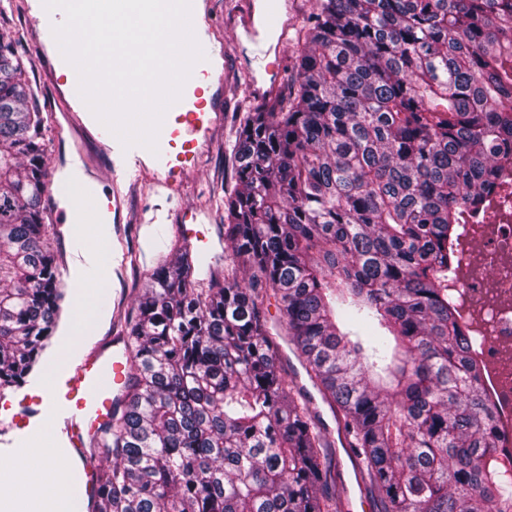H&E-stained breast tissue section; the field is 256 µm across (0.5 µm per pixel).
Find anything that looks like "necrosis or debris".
<instances>
[{"instance_id":"4bbe7bcc","label":"necrosis or debris","mask_w":512,"mask_h":512,"mask_svg":"<svg viewBox=\"0 0 512 512\" xmlns=\"http://www.w3.org/2000/svg\"><path fill=\"white\" fill-rule=\"evenodd\" d=\"M459 308L483 336L478 352L483 385L512 447V179L478 220L467 227L458 265Z\"/></svg>"}]
</instances>
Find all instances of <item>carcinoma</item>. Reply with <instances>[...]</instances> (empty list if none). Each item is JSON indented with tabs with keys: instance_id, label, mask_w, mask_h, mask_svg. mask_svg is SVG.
<instances>
[{
	"instance_id": "cac0c4a2",
	"label": "carcinoma",
	"mask_w": 512,
	"mask_h": 512,
	"mask_svg": "<svg viewBox=\"0 0 512 512\" xmlns=\"http://www.w3.org/2000/svg\"><path fill=\"white\" fill-rule=\"evenodd\" d=\"M284 94L240 121L224 238L183 245L126 323L124 404L93 447L98 512H342L326 435L286 379L267 292L380 512H512V451L448 288L512 170V0H314ZM0 34V387L66 299L46 245L43 117Z\"/></svg>"
}]
</instances>
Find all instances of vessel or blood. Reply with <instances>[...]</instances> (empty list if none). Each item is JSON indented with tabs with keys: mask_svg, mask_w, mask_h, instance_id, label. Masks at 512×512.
<instances>
[{
	"mask_svg": "<svg viewBox=\"0 0 512 512\" xmlns=\"http://www.w3.org/2000/svg\"><path fill=\"white\" fill-rule=\"evenodd\" d=\"M261 10L259 0H236L231 15L236 38L252 46V61L258 73L251 80V92L258 101L272 98L280 84V73L269 62L270 38L258 25ZM64 20L65 14L59 9L30 17L36 38L43 44L53 41V26ZM193 35L207 57L194 66L196 80L185 82L180 99L167 108L158 132V149L154 152L140 145L123 147L80 96L73 66L61 56L45 57L49 81L69 124L98 137L110 157L113 209H120L124 188L142 182L148 183L156 194L177 193V176L189 174L197 153L206 146L211 132L222 120L218 93L224 88V76L218 67L212 66L211 60L224 57L226 49L213 42L209 25L194 28ZM130 358L131 351L123 337L103 338L59 376L47 400L22 405L18 413L27 428L46 420L52 422L57 446L76 486L72 506L77 512H93L95 507L97 467L90 442L98 427L112 415Z\"/></svg>",
	"mask_w": 512,
	"mask_h": 512,
	"instance_id": "b4317fda",
	"label": "vessel or blood"
}]
</instances>
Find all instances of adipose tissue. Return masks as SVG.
<instances>
[{"mask_svg":"<svg viewBox=\"0 0 512 512\" xmlns=\"http://www.w3.org/2000/svg\"><path fill=\"white\" fill-rule=\"evenodd\" d=\"M23 454L33 460L34 474L0 483V502L8 512H54L57 501L68 491L65 475L53 463L54 446L45 437L37 447L24 449Z\"/></svg>","mask_w":512,"mask_h":512,"instance_id":"adipose-tissue-1","label":"adipose tissue"}]
</instances>
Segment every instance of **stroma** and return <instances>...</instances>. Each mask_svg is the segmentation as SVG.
<instances>
[{
	"label": "stroma",
	"instance_id": "obj_1",
	"mask_svg": "<svg viewBox=\"0 0 512 512\" xmlns=\"http://www.w3.org/2000/svg\"><path fill=\"white\" fill-rule=\"evenodd\" d=\"M214 20L215 42L226 45L224 56V120L213 131L208 144L198 157L193 175L183 180L178 195L179 208L192 212L193 225L205 234L202 242L196 243L197 252L204 256L205 263L199 269L202 279L221 277L225 264L232 258L230 246L224 242V193L235 184V173L229 160L231 146L235 141L236 129L245 109L252 100L247 93L249 70L239 60L235 49V36L224 22L225 14L233 0H209ZM27 0H0V33L11 37L24 62V81L30 86L42 112L45 123L46 171L49 188L57 203H64L76 188L67 177L70 161L84 157L96 168L106 169L107 158L103 148L96 142L74 141L63 112L57 108L56 100L48 85V76L37 65L40 54L38 43L29 26L25 12ZM122 202V240H108L96 248L102 258H109L113 250L124 249L129 260L120 274L104 271L103 281L98 289L96 304L104 317L97 331L98 336L111 333L113 324H126L133 313L137 299L149 282L152 273L173 257L172 246L179 238L171 225L150 224L146 218L155 205L147 185H137L124 191ZM48 245L59 262L67 287L75 284L86 274L78 266L76 251H88L89 242L79 241L71 231L50 237ZM120 296L124 309L120 315L112 313V298ZM58 362V350L49 348L36 372L37 385L22 384L0 390V415L12 416L18 410L19 402L43 397L49 382L48 371ZM311 407L320 413L326 427L329 446L324 451V463L337 475L343 476L349 490V512H377L371 497L362 495L358 489L352 463L343 447L337 446L336 422L320 393H313Z\"/></svg>",
	"mask_w": 512,
	"mask_h": 512
}]
</instances>
